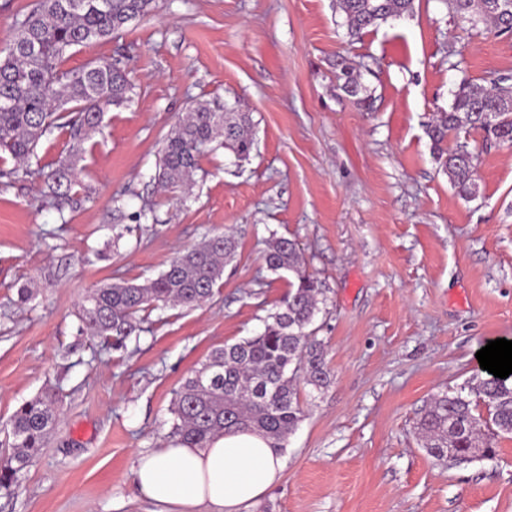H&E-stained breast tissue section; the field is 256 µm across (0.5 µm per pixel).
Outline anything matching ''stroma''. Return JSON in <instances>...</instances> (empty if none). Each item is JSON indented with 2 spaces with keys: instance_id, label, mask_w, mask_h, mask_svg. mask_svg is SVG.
Masks as SVG:
<instances>
[{
  "instance_id": "35a3bbf8",
  "label": "stroma",
  "mask_w": 512,
  "mask_h": 512,
  "mask_svg": "<svg viewBox=\"0 0 512 512\" xmlns=\"http://www.w3.org/2000/svg\"><path fill=\"white\" fill-rule=\"evenodd\" d=\"M338 53L360 70L371 111L339 90ZM109 56L127 64L132 101L106 110L91 140L42 142L32 162L74 158L80 205L43 207L34 176L0 185V456L21 404L48 393L60 409L47 446L0 487V512H152L136 458L169 441L184 379L212 349L260 334L288 293L263 260L275 234L325 283L313 327L333 379L301 386L281 478L241 512H512V435L494 439L492 458L448 466L415 430L433 394L479 377L486 341L512 338V147L459 130L478 152V193L465 200L427 135L461 79L512 76V32L464 30L441 0H415L413 16L353 41L336 0H155L65 66ZM197 101L251 113L255 148L241 161L215 147L191 194L161 190L162 141ZM222 230L239 248L210 302L153 310L120 349L82 332L92 289L156 278ZM25 284L36 294L22 304Z\"/></svg>"
}]
</instances>
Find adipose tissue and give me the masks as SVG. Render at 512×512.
<instances>
[{
    "label": "adipose tissue",
    "mask_w": 512,
    "mask_h": 512,
    "mask_svg": "<svg viewBox=\"0 0 512 512\" xmlns=\"http://www.w3.org/2000/svg\"><path fill=\"white\" fill-rule=\"evenodd\" d=\"M283 460L261 435L236 430L204 448L173 441L139 455L133 470L137 493L159 512H239L276 482Z\"/></svg>",
    "instance_id": "adipose-tissue-1"
}]
</instances>
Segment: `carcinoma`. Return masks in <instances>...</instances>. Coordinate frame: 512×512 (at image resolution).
Listing matches in <instances>:
<instances>
[{"instance_id":"obj_1","label":"carcinoma","mask_w":512,"mask_h":512,"mask_svg":"<svg viewBox=\"0 0 512 512\" xmlns=\"http://www.w3.org/2000/svg\"><path fill=\"white\" fill-rule=\"evenodd\" d=\"M153 0H34L16 19L11 43L0 57V179L7 185L32 174L29 161L44 139L59 134L81 143L101 130L104 108L131 100L133 85L121 61L99 58L81 69L64 66L77 46L106 40L131 21L149 14ZM449 14L473 26L483 23L512 32V0H442ZM351 38L390 20L410 16L415 0H336ZM340 89L367 108L372 98L361 74L346 58L336 60ZM485 85L461 81L448 110L428 127L435 160L457 193L477 194L476 155L465 143L447 145L464 127L487 144L512 145V77L490 72ZM219 141L237 157H249L255 144L249 113L197 102L166 134L158 163V184L168 189L194 180L199 158ZM12 166H7V163ZM46 205L64 215L77 207L80 185L75 165L61 160L38 169ZM234 235L215 233L178 253L166 271L144 284H103L80 304L79 318L94 337L122 348L143 332L144 313L160 307H194L214 296L224 265L237 255ZM264 263L274 274L288 273L290 291L269 314L264 330L214 349L176 391L170 412L172 434L189 447L204 448L214 436L248 429L274 448L304 416L298 383L325 388L331 371L320 341L309 330L323 302V284L308 270L298 243L286 237L266 241ZM475 399L460 393L436 395L417 421L423 447L439 461L471 463L495 454L493 440L512 435V374L490 373L471 386ZM487 418L475 414L479 405ZM59 417L55 402L35 398L10 418L11 451L0 458V486L11 484L47 445Z\"/></svg>"}]
</instances>
